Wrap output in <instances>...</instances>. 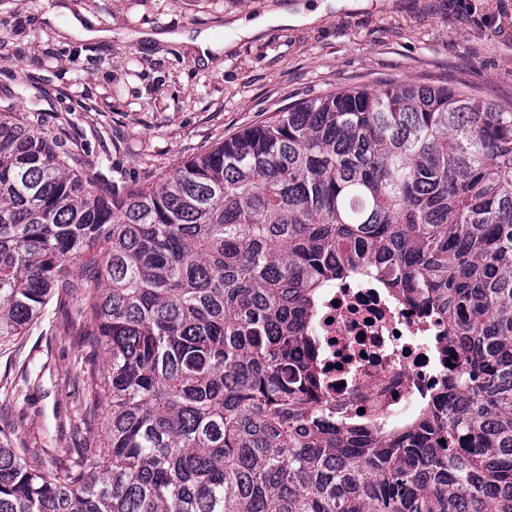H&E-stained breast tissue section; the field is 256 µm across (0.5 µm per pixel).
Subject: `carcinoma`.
I'll return each instance as SVG.
<instances>
[{"label": "carcinoma", "instance_id": "carcinoma-1", "mask_svg": "<svg viewBox=\"0 0 512 512\" xmlns=\"http://www.w3.org/2000/svg\"><path fill=\"white\" fill-rule=\"evenodd\" d=\"M92 165L0 114V343L81 295L82 383L111 404L107 448L64 466L0 428V512H512V109L386 80L152 183L100 191ZM363 268L456 350L384 435L322 408L311 335L318 288Z\"/></svg>", "mask_w": 512, "mask_h": 512}]
</instances>
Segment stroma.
<instances>
[{
	"label": "stroma",
	"mask_w": 512,
	"mask_h": 512,
	"mask_svg": "<svg viewBox=\"0 0 512 512\" xmlns=\"http://www.w3.org/2000/svg\"><path fill=\"white\" fill-rule=\"evenodd\" d=\"M322 0H0V113L41 121L65 149L88 152L101 189L151 182L181 161L294 101L381 80L466 86L512 104V0H355L320 23L271 26L202 66L187 44L128 32L209 30L288 3ZM90 13L109 41H82L47 18ZM78 303L49 305L27 336L0 347V423L42 456L103 448L110 411L87 415L72 383L87 352Z\"/></svg>",
	"instance_id": "obj_1"
}]
</instances>
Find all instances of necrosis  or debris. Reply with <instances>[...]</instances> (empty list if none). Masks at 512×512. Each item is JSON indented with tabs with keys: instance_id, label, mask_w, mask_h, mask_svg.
Here are the masks:
<instances>
[{
	"instance_id": "4bbe7bcc",
	"label": "necrosis or debris",
	"mask_w": 512,
	"mask_h": 512,
	"mask_svg": "<svg viewBox=\"0 0 512 512\" xmlns=\"http://www.w3.org/2000/svg\"><path fill=\"white\" fill-rule=\"evenodd\" d=\"M313 334L323 353L324 398L346 421L392 430L422 413L436 377L434 336L446 334L373 275L318 292Z\"/></svg>"
}]
</instances>
